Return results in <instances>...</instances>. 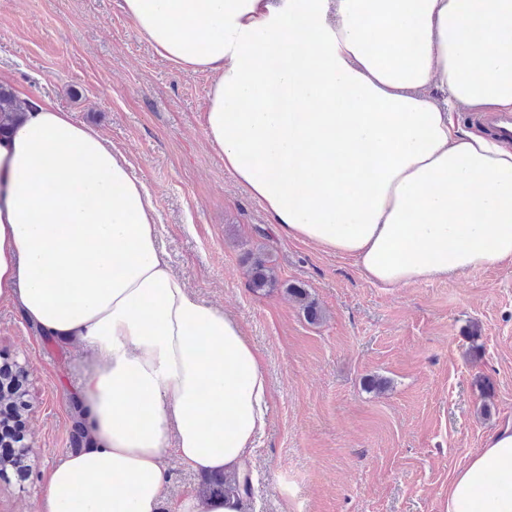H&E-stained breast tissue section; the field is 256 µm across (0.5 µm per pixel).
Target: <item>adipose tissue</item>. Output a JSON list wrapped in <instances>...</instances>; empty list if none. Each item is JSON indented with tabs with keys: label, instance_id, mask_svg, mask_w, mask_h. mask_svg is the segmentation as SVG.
<instances>
[{
	"label": "adipose tissue",
	"instance_id": "obj_1",
	"mask_svg": "<svg viewBox=\"0 0 512 512\" xmlns=\"http://www.w3.org/2000/svg\"><path fill=\"white\" fill-rule=\"evenodd\" d=\"M155 51L213 73L205 132L292 238L384 288L512 261V147L459 110L512 112V0H123ZM80 342L90 440L42 512H242L165 501V460L243 476L267 424L259 350L158 245L154 207L98 130L31 105L0 139V301ZM443 512H512V419Z\"/></svg>",
	"mask_w": 512,
	"mask_h": 512
}]
</instances>
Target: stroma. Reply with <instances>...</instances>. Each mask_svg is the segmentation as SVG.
Listing matches in <instances>:
<instances>
[{"label": "stroma", "instance_id": "1", "mask_svg": "<svg viewBox=\"0 0 512 512\" xmlns=\"http://www.w3.org/2000/svg\"><path fill=\"white\" fill-rule=\"evenodd\" d=\"M122 4L0 0V85L101 132L149 193L171 270L261 351L272 400L243 512H441L454 473L512 417V262L383 288L288 237L207 140L212 75L160 57ZM259 244L279 288L249 284ZM89 359L0 302V363L26 370L30 403V469L0 473V512H37L72 450L69 398ZM285 288L300 303L308 321L316 322L322 319L321 309L313 299H310V295L305 288L295 284H286Z\"/></svg>", "mask_w": 512, "mask_h": 512}]
</instances>
